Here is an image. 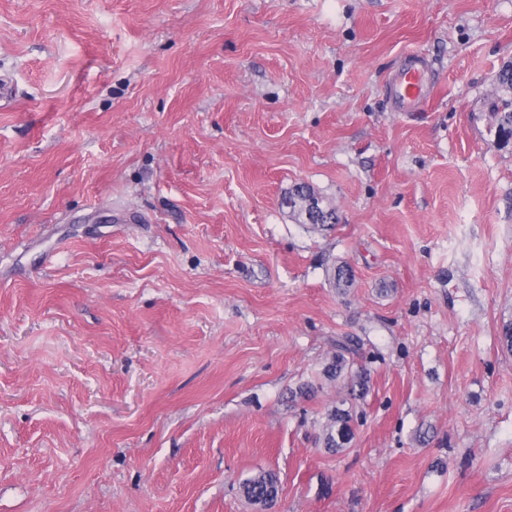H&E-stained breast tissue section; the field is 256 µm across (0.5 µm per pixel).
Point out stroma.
Instances as JSON below:
<instances>
[{"label":"stroma","instance_id":"stroma-1","mask_svg":"<svg viewBox=\"0 0 512 512\" xmlns=\"http://www.w3.org/2000/svg\"><path fill=\"white\" fill-rule=\"evenodd\" d=\"M508 62L512 0H0V512H512ZM399 78L397 97L400 110L405 111L425 99L427 86L423 72L412 62L405 66ZM490 109L495 136L498 140L509 142L512 139V100L493 101ZM347 354H354V349L348 343L338 345V351L325 366L324 373L330 380L339 378L350 379V395L362 397L368 389V376L364 370L353 371V360ZM328 424L325 429L324 445L330 451H340L354 437L352 415L350 411L336 406L328 410ZM242 490L249 498H261L265 495L279 493V480L275 472L271 470H261L242 483Z\"/></svg>","mask_w":512,"mask_h":512}]
</instances>
